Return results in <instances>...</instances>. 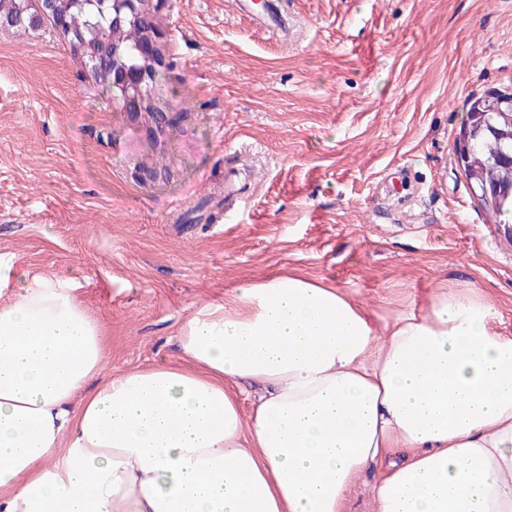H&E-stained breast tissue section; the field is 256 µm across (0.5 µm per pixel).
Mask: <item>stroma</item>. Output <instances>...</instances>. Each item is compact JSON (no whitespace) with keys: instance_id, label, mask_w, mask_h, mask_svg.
I'll use <instances>...</instances> for the list:
<instances>
[{"instance_id":"1","label":"stroma","mask_w":512,"mask_h":512,"mask_svg":"<svg viewBox=\"0 0 512 512\" xmlns=\"http://www.w3.org/2000/svg\"><path fill=\"white\" fill-rule=\"evenodd\" d=\"M153 22L160 128L47 28H0V254L80 282L108 371L184 366L200 305L288 273L381 323L471 294L512 336V244L455 158L470 103L512 92V0H288L284 36L234 0ZM232 168L246 200L224 195Z\"/></svg>"}]
</instances>
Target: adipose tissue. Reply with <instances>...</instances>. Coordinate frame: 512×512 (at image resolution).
Here are the masks:
<instances>
[{"label":"adipose tissue","mask_w":512,"mask_h":512,"mask_svg":"<svg viewBox=\"0 0 512 512\" xmlns=\"http://www.w3.org/2000/svg\"><path fill=\"white\" fill-rule=\"evenodd\" d=\"M78 288L0 254V512H344L378 466L381 512H512L495 306L447 291L380 330L338 288L278 275L195 311L192 370L109 375Z\"/></svg>","instance_id":"1"}]
</instances>
